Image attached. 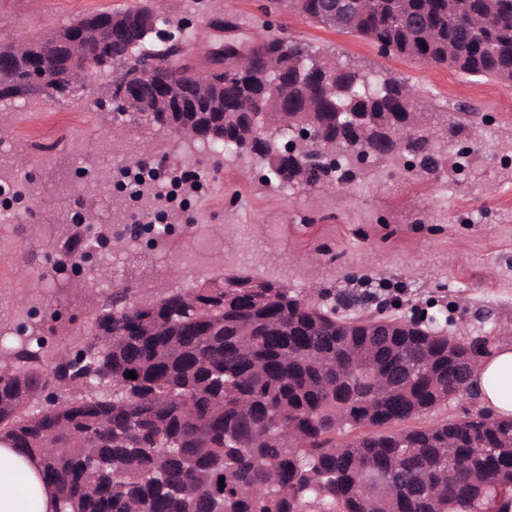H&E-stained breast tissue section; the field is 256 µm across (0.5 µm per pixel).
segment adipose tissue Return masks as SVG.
Returning <instances> with one entry per match:
<instances>
[{
  "instance_id": "ef3b65f1",
  "label": "adipose tissue",
  "mask_w": 512,
  "mask_h": 512,
  "mask_svg": "<svg viewBox=\"0 0 512 512\" xmlns=\"http://www.w3.org/2000/svg\"><path fill=\"white\" fill-rule=\"evenodd\" d=\"M471 383L490 410L512 416V343L484 359ZM51 487L42 482L36 458L0 442V512H55Z\"/></svg>"
}]
</instances>
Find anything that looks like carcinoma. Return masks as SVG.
Returning <instances> with one entry per match:
<instances>
[{"label": "carcinoma", "instance_id": "carcinoma-1", "mask_svg": "<svg viewBox=\"0 0 512 512\" xmlns=\"http://www.w3.org/2000/svg\"><path fill=\"white\" fill-rule=\"evenodd\" d=\"M337 31L466 76L512 84V0H362ZM147 6L84 16L108 25L84 46L89 59L168 67L143 83L110 86L142 111L134 120L176 131L227 156L251 157L288 184L352 185L357 151L419 177L439 171L442 140L466 129L424 126L425 105L404 79L363 73L297 40L261 34L256 63L235 75L174 64L192 39L158 40ZM288 52H282L283 44ZM69 47H46L65 71ZM288 82V108L261 88ZM201 104L171 111L168 87ZM30 63L12 59L0 100H36ZM303 127L325 149L305 160ZM359 297L313 303L287 284L240 271L204 276L147 303L119 288L93 317L94 332L44 360L18 338L0 351V441L40 460L56 512H486L512 486V418L484 409L465 420L411 426L463 393L469 345L443 329L410 324L381 304L349 313ZM134 372L136 378L128 377ZM69 392L62 409L35 408L40 383ZM354 433L350 440L344 439ZM224 484H219V480Z\"/></svg>", "mask_w": 512, "mask_h": 512}]
</instances>
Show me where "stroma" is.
<instances>
[{"label": "stroma", "instance_id": "35a3bbf8", "mask_svg": "<svg viewBox=\"0 0 512 512\" xmlns=\"http://www.w3.org/2000/svg\"><path fill=\"white\" fill-rule=\"evenodd\" d=\"M140 0H0V45L18 44L66 27L100 10ZM264 0H163L160 17L205 24L215 13L233 15L243 34L287 28L296 40L336 54L362 71L406 79L433 114L466 123L450 143L440 172L411 179L402 171L368 167L356 186L328 195L318 188L266 184L248 157L221 158L195 147L200 179L189 220L163 250L129 240L124 252L96 243L95 292L68 299L50 293L44 274L63 256L55 233L69 213L106 209V182L68 186L80 172L126 165L130 146L150 167L170 171L181 162L184 138L143 130L100 109L108 77L75 78L68 95L36 101H0V166L17 183L38 181L33 201L0 208V336L19 325L36 330L49 350L72 349L92 333V313L113 281L141 300L192 287L201 276L240 267L254 276L285 280L319 298L352 292L399 299L400 315L445 316L448 331L465 341L512 342V85L466 77L398 56H382L366 40L332 31L281 11L264 14ZM469 147L457 166L458 147Z\"/></svg>", "mask_w": 512, "mask_h": 512}]
</instances>
